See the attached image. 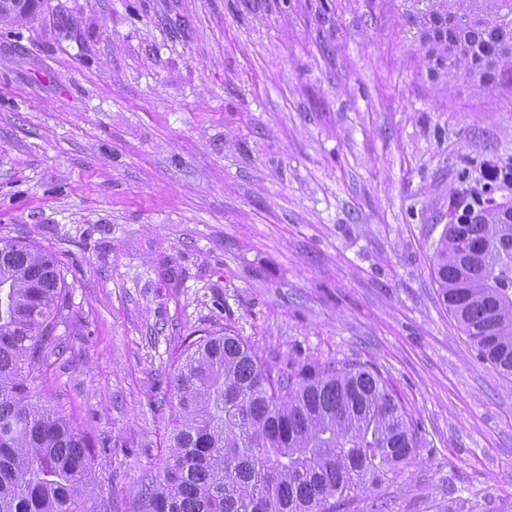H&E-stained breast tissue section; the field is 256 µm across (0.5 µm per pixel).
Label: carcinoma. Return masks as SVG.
<instances>
[{"instance_id": "obj_1", "label": "carcinoma", "mask_w": 512, "mask_h": 512, "mask_svg": "<svg viewBox=\"0 0 512 512\" xmlns=\"http://www.w3.org/2000/svg\"><path fill=\"white\" fill-rule=\"evenodd\" d=\"M434 68L512 84V0H403ZM443 304L480 359L512 374V205L471 200L434 256ZM66 303L50 251L0 239V512H111L92 444L32 402ZM173 381L170 453L131 512H336L420 443L384 377L354 361L273 373L239 336H202Z\"/></svg>"}]
</instances>
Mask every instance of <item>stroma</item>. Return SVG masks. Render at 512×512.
<instances>
[{"label": "stroma", "mask_w": 512, "mask_h": 512, "mask_svg": "<svg viewBox=\"0 0 512 512\" xmlns=\"http://www.w3.org/2000/svg\"><path fill=\"white\" fill-rule=\"evenodd\" d=\"M511 166L512 86L432 70L401 0H43L0 25V237L68 284L33 399L131 512L199 337L360 361L421 440L337 512H512V375L432 272L450 201Z\"/></svg>", "instance_id": "35a3bbf8"}]
</instances>
